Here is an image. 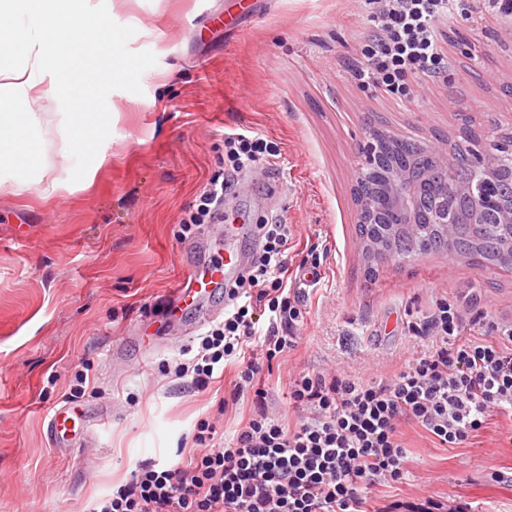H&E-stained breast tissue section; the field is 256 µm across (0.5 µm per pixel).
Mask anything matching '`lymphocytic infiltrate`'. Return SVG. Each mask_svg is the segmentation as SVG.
I'll list each match as a JSON object with an SVG mask.
<instances>
[{"mask_svg":"<svg viewBox=\"0 0 512 512\" xmlns=\"http://www.w3.org/2000/svg\"><path fill=\"white\" fill-rule=\"evenodd\" d=\"M369 3L370 28L350 70L355 81L408 101L415 80L446 76L450 58L441 25L467 11L469 0ZM274 153L255 131L225 134L226 169L208 180L196 208L183 215V233L222 218L240 176ZM293 236L292 225L278 219L257 225L251 265L230 291L223 319L172 369L201 391L230 377L217 411L251 399L246 425L228 444L217 438L213 422L198 420L193 442L200 454L186 464L142 462L89 512H472L468 502L437 495L375 506L369 492L405 480V426L422 428L436 447L456 448L493 418L512 421V322L486 313L470 318L460 302L438 301L411 326L429 341L427 351L389 378L294 377L289 391L298 420L286 424L256 381L298 345L302 295L288 283L286 257Z\"/></svg>","mask_w":512,"mask_h":512,"instance_id":"f902f5d3","label":"lymphocytic infiltrate"}]
</instances>
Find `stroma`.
<instances>
[{
	"label": "stroma",
	"instance_id": "obj_1",
	"mask_svg": "<svg viewBox=\"0 0 512 512\" xmlns=\"http://www.w3.org/2000/svg\"><path fill=\"white\" fill-rule=\"evenodd\" d=\"M226 0H90L103 11L124 70L91 98L108 116L93 125L91 155L42 144L52 176L0 161V512H88L147 460L196 453L193 425L228 388L206 390L164 376L196 333L157 344L138 365L137 328L164 321L165 299L184 267L220 259L190 248L179 221L204 181L224 171V134L248 127L281 151L270 173L224 209L240 224L272 216L295 228L290 266L318 265L302 306L297 348L262 376L277 413L294 419L288 382L335 369L388 376L420 354L409 326L441 299L477 297L469 316L512 320V276L443 254L368 264L352 190L370 116L426 141L476 126H512V28L473 13L442 30L452 67L445 82L403 104L357 85L345 67L369 26L367 0H247L232 25L207 16ZM124 344L131 360L110 353ZM74 403L98 424L85 447L57 448L46 428ZM494 421L459 448L434 447L405 428L404 482L373 501L462 496L475 512H512V444Z\"/></svg>",
	"mask_w": 512,
	"mask_h": 512
}]
</instances>
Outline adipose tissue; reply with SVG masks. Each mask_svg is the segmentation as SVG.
<instances>
[{
    "instance_id": "obj_1",
    "label": "adipose tissue",
    "mask_w": 512,
    "mask_h": 512,
    "mask_svg": "<svg viewBox=\"0 0 512 512\" xmlns=\"http://www.w3.org/2000/svg\"><path fill=\"white\" fill-rule=\"evenodd\" d=\"M7 13L34 18L38 29L33 38L0 48V129L15 133L13 139L0 142V158L39 164L40 154L30 146L26 133L34 128L44 137L54 136V115L44 106L50 95L70 103L71 141L90 153L82 103L99 80L120 76L101 52L90 51L80 39L82 31L99 28V19L86 0H0V17Z\"/></svg>"
}]
</instances>
